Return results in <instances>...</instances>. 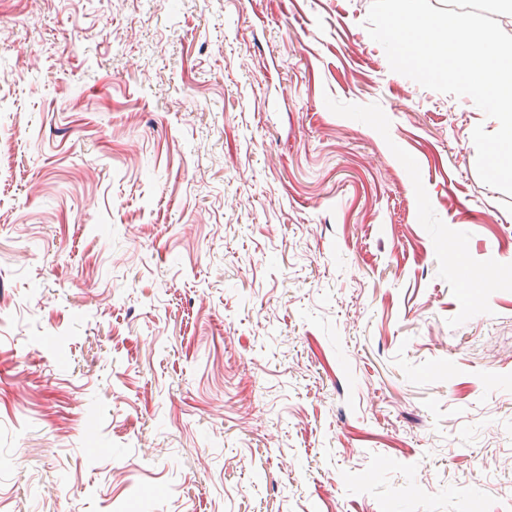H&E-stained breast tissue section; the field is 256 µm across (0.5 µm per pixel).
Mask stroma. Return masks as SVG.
<instances>
[{
  "label": "stroma",
  "mask_w": 512,
  "mask_h": 512,
  "mask_svg": "<svg viewBox=\"0 0 512 512\" xmlns=\"http://www.w3.org/2000/svg\"><path fill=\"white\" fill-rule=\"evenodd\" d=\"M370 3L0 0V512H512L499 124Z\"/></svg>",
  "instance_id": "35a3bbf8"
}]
</instances>
